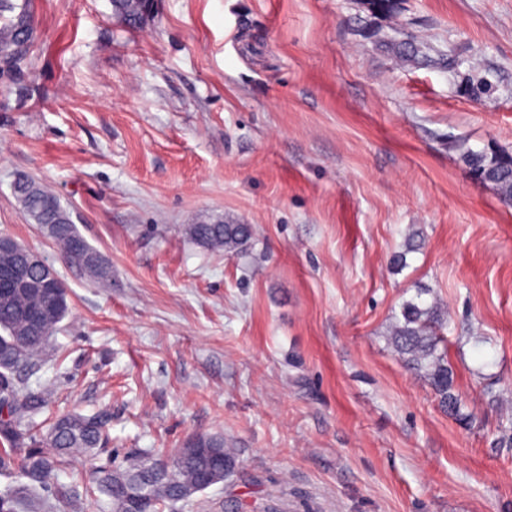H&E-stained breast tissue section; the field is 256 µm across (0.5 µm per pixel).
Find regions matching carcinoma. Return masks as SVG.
Segmentation results:
<instances>
[{"label":"carcinoma","mask_w":512,"mask_h":512,"mask_svg":"<svg viewBox=\"0 0 512 512\" xmlns=\"http://www.w3.org/2000/svg\"><path fill=\"white\" fill-rule=\"evenodd\" d=\"M113 12L126 26L139 27L151 12L150 0H112ZM34 39L32 0H0V78L15 83L31 66ZM477 178L495 184L512 202V155L464 152ZM14 194L25 215L40 225L68 261L96 282L112 286V266L79 232L71 211L41 182L20 176ZM185 235L212 250L241 253L253 243L251 224L222 220L187 224ZM30 278L54 284L44 296L31 288H15L0 296V512H80L83 496L106 497L112 512H128L131 498L142 493L143 512H180V505L204 490L201 476L224 481V465L237 459L222 437L200 436L180 450L168 466L150 450L130 451L118 462L108 450L110 417L78 412L48 415L51 390L28 384L50 352L51 342L69 313L67 289L46 260L31 269ZM446 311L421 296L402 304L392 325L389 345L408 367L424 374L442 407L459 419V394L454 370L443 343ZM81 454L106 455L82 484L62 486L58 473ZM153 473L149 484L137 488L141 474Z\"/></svg>","instance_id":"obj_1"}]
</instances>
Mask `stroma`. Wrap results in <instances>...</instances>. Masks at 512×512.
Listing matches in <instances>:
<instances>
[{
	"label": "stroma",
	"instance_id": "stroma-1",
	"mask_svg": "<svg viewBox=\"0 0 512 512\" xmlns=\"http://www.w3.org/2000/svg\"><path fill=\"white\" fill-rule=\"evenodd\" d=\"M392 6L152 0L131 29L110 0H34L32 68L0 84V235L68 289L36 379L106 411L119 455L223 436L237 469L185 512H512V204L462 159L512 154V0ZM21 174L111 287L25 216ZM219 218L253 225L247 252L183 231ZM421 288L462 421L388 343ZM14 194L25 215L39 224L44 233L61 249L68 261L90 278L106 287L112 285V267L105 257L79 232L71 211L58 196L41 182L20 176Z\"/></svg>",
	"mask_w": 512,
	"mask_h": 512
}]
</instances>
